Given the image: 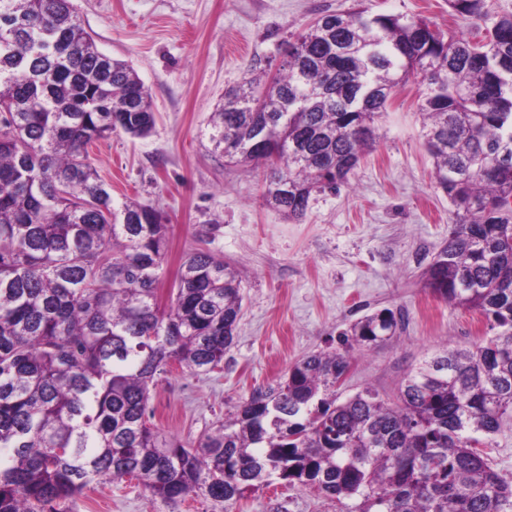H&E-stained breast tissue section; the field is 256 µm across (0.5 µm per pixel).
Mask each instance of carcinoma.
Here are the masks:
<instances>
[{"label":"carcinoma","mask_w":512,"mask_h":512,"mask_svg":"<svg viewBox=\"0 0 512 512\" xmlns=\"http://www.w3.org/2000/svg\"><path fill=\"white\" fill-rule=\"evenodd\" d=\"M448 6L482 37L359 9L320 16L266 89L225 90L212 140L228 164L269 168L263 204L299 219L314 193L348 183L414 80L451 205L426 287L492 334L412 367L395 402L369 387L342 401L354 353L400 329L383 308L192 445L151 424L150 392L174 369L220 366L239 274L195 250L161 303L169 219L114 208L87 151L116 131L147 136L149 90L98 49L73 0H0V512H75L87 486L127 477L164 504L202 496L224 512L275 481L340 512H512V481L486 452L512 430V14Z\"/></svg>","instance_id":"1"}]
</instances>
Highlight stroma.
<instances>
[{
    "label": "stroma",
    "instance_id": "stroma-1",
    "mask_svg": "<svg viewBox=\"0 0 512 512\" xmlns=\"http://www.w3.org/2000/svg\"><path fill=\"white\" fill-rule=\"evenodd\" d=\"M77 19L100 51L128 61L152 96L153 132L115 133L89 146L114 204L163 208L170 249L162 291L195 249L223 255L239 271L243 315L221 369L174 371L151 392L153 422L194 443L259 388L283 380L303 357L328 349L351 323L383 308L402 330L357 358L343 387L392 400L412 366L447 347H468L488 331L480 313L450 306L422 273L448 239L450 205L433 179L414 84L399 87L377 123L379 139L347 185L314 195L302 220L264 206L263 170L228 165L210 139L224 91L246 79L269 84L292 37L325 13L419 16L470 33L448 0H74ZM77 512H215L190 497L151 500L137 481L85 489ZM233 512H337L311 489L274 485Z\"/></svg>",
    "mask_w": 512,
    "mask_h": 512
}]
</instances>
